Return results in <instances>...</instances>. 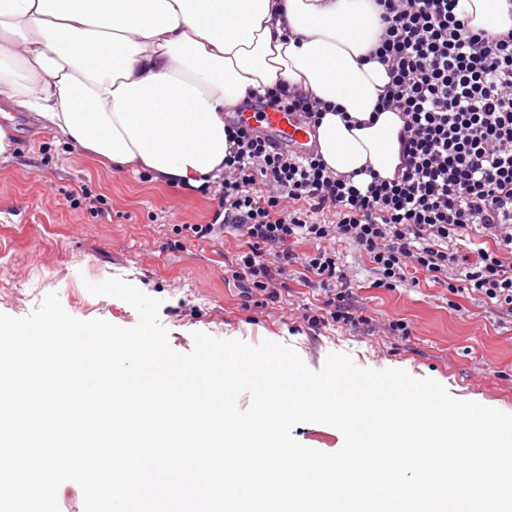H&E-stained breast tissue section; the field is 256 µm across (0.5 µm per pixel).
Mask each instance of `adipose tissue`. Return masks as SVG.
Returning <instances> with one entry per match:
<instances>
[{
    "label": "adipose tissue",
    "instance_id": "adipose-tissue-1",
    "mask_svg": "<svg viewBox=\"0 0 512 512\" xmlns=\"http://www.w3.org/2000/svg\"><path fill=\"white\" fill-rule=\"evenodd\" d=\"M472 30L512 29V0H459ZM374 0H0V103L36 113L120 171L197 188L219 180L224 112L277 83L330 104L312 141L327 166L393 178L390 83L367 55Z\"/></svg>",
    "mask_w": 512,
    "mask_h": 512
}]
</instances>
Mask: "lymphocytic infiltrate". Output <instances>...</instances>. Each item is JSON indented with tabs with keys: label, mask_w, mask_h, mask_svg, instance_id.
<instances>
[{
	"label": "lymphocytic infiltrate",
	"mask_w": 512,
	"mask_h": 512,
	"mask_svg": "<svg viewBox=\"0 0 512 512\" xmlns=\"http://www.w3.org/2000/svg\"><path fill=\"white\" fill-rule=\"evenodd\" d=\"M383 31L371 58L392 78L381 106L399 112L401 164L366 188L330 170L316 151L276 148L256 130L228 129L219 206L186 230L242 241L231 276L247 299L281 303L289 279L324 292L311 331L368 325L336 250L352 245L378 288L419 280L451 294L475 290L512 315V30H472L458 0H377ZM260 105L315 126L325 103L276 85ZM483 247H476V240ZM311 243L299 253L298 244Z\"/></svg>",
	"instance_id": "obj_1"
}]
</instances>
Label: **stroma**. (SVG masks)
<instances>
[{"instance_id":"stroma-1","label":"stroma","mask_w":512,"mask_h":512,"mask_svg":"<svg viewBox=\"0 0 512 512\" xmlns=\"http://www.w3.org/2000/svg\"><path fill=\"white\" fill-rule=\"evenodd\" d=\"M15 148L0 159V313L23 317L48 293L80 320L134 326L122 300L85 291L86 282L118 277L160 300L169 344L186 353L195 331L251 345L294 348L311 369L345 353L361 368H399L442 384L453 396L512 414V316L483 295L450 294L430 282L393 290L374 287L370 264L338 250L371 331L327 327L313 333L303 314L319 292L292 285L276 315L245 301L229 272L241 246L233 235L197 241L178 225L205 224L214 195L116 171L73 147L29 112L0 113ZM84 295L76 304L72 292ZM407 323L406 336L390 323Z\"/></svg>"}]
</instances>
